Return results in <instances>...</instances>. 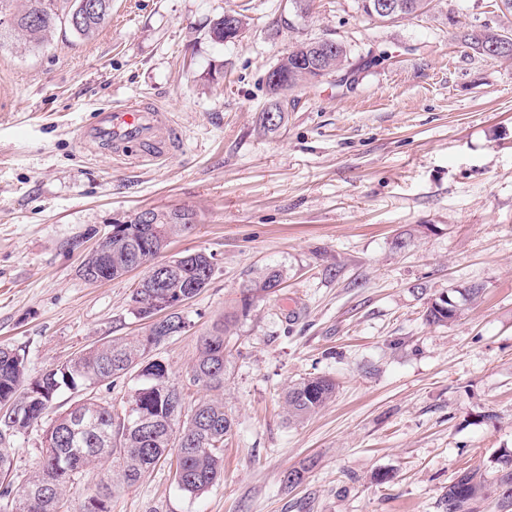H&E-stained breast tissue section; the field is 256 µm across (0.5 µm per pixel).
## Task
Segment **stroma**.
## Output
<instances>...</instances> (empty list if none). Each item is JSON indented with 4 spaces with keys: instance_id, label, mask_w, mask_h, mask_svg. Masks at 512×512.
I'll use <instances>...</instances> for the list:
<instances>
[{
    "instance_id": "35a3bbf8",
    "label": "stroma",
    "mask_w": 512,
    "mask_h": 512,
    "mask_svg": "<svg viewBox=\"0 0 512 512\" xmlns=\"http://www.w3.org/2000/svg\"><path fill=\"white\" fill-rule=\"evenodd\" d=\"M499 6L442 0L383 26L357 0H312L304 15L291 0H112L92 38L0 49V346L30 378L144 332L137 274H79L113 218L197 215L162 257L204 251L214 273L182 309L190 328L152 352L190 402L203 395L186 380L200 336L265 269L284 274L226 339L237 425L221 479L192 496L163 460L115 491L111 512H441L461 472L495 481L512 455V61L461 35L512 29ZM230 11L245 35L213 42ZM325 38L346 45L344 68L299 89L287 125L264 134L267 72ZM131 102L168 113L172 155L80 147L98 112ZM460 285L480 299L428 323V301ZM309 374L336 394L290 423L283 393Z\"/></svg>"
}]
</instances>
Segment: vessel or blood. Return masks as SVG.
I'll list each match as a JSON object with an SVG mask.
<instances>
[{"mask_svg":"<svg viewBox=\"0 0 512 512\" xmlns=\"http://www.w3.org/2000/svg\"><path fill=\"white\" fill-rule=\"evenodd\" d=\"M80 141L97 153L123 156L127 144L142 145L149 155H169L176 147V131L166 113L135 103L99 113L79 133Z\"/></svg>","mask_w":512,"mask_h":512,"instance_id":"1","label":"vessel or blood"}]
</instances>
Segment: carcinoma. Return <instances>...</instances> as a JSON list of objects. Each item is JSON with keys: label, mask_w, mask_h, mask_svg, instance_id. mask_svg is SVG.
<instances>
[{"label": "carcinoma", "mask_w": 512, "mask_h": 512, "mask_svg": "<svg viewBox=\"0 0 512 512\" xmlns=\"http://www.w3.org/2000/svg\"><path fill=\"white\" fill-rule=\"evenodd\" d=\"M404 9L394 22L426 14L435 0H401ZM112 18V0H0V49L20 44L37 50L51 44L57 31L89 38ZM497 32L490 28L471 30L463 35L477 54L512 60V45L490 51ZM288 84L301 87L313 72L303 67L290 69ZM155 224H127L112 235V249L103 259L84 258L81 269L92 274V282L122 277L130 267L161 254L170 240L190 232L194 215L174 216L169 210H155ZM170 269L161 281L141 282L131 295V313L138 319L156 310L155 304L177 293L198 295L209 284L213 256L190 253L168 262ZM283 281L278 269L268 270L259 280L244 288L241 312L247 314L254 297L277 291ZM459 305L445 303L442 308L430 304L425 318L431 324L445 325L453 320ZM235 324L232 316L200 337L195 361L187 371L188 385L210 392L192 406L184 405L182 389L170 377L168 365L144 356L146 347L156 348L189 327L179 312H169L157 334L148 337L112 338L68 361L67 369L50 370L28 380L24 356L0 348V397L16 402L39 396L35 414L17 423L0 416V500L14 505L13 512H61L68 486L80 482L101 461L109 460L112 470L85 497L94 502L93 512H111L112 490L132 486L142 474L155 467L170 453L176 455L174 480L178 488L197 496L211 487L224 472V440L233 432L234 419L224 411V376L227 369L226 338ZM130 376L133 381L130 413H118L110 404L91 397L59 414L49 425L48 449L43 452L37 470L26 478V486H16L8 477L13 471L15 452L12 438L41 420L64 389L86 390L105 381ZM336 382L325 375H309L289 386L284 393L288 416L302 421L332 400ZM48 475L53 487L31 500L26 488L35 487ZM512 487V461L504 462L494 484L475 470L462 472L448 485L441 500L443 512H474L472 504L491 493V488Z\"/></svg>", "instance_id": "obj_1"}]
</instances>
